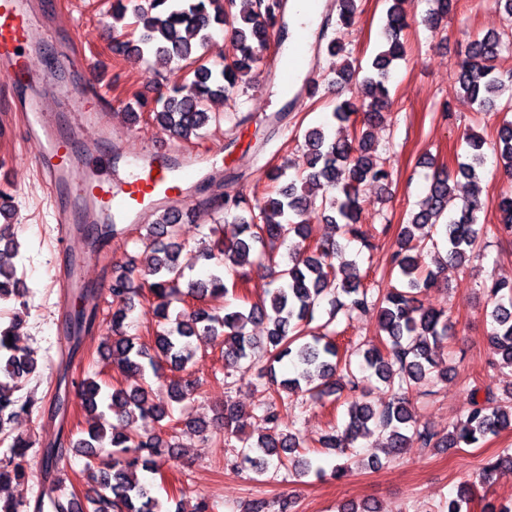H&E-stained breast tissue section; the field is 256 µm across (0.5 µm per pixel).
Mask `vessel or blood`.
Wrapping results in <instances>:
<instances>
[{"instance_id":"obj_1","label":"vessel or blood","mask_w":512,"mask_h":512,"mask_svg":"<svg viewBox=\"0 0 512 512\" xmlns=\"http://www.w3.org/2000/svg\"><path fill=\"white\" fill-rule=\"evenodd\" d=\"M38 32L26 0H0V71L24 89L25 135L38 146L33 164L49 185L66 192L73 202L72 207L54 212L61 242L69 243L75 221L94 224L105 216L136 219L150 204L183 198L184 185L194 170L187 163L171 164L162 146L132 152V170L120 180L99 173L91 156L68 152L57 133L55 112L69 113L77 132L96 118L88 107L90 95L85 87L62 86L51 76L35 74L33 43ZM307 68L305 48L297 46L281 71L282 84L291 86Z\"/></svg>"}]
</instances>
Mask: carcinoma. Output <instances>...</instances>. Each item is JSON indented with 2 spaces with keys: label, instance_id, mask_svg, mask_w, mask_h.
Segmentation results:
<instances>
[{
  "label": "carcinoma",
  "instance_id": "obj_1",
  "mask_svg": "<svg viewBox=\"0 0 512 512\" xmlns=\"http://www.w3.org/2000/svg\"><path fill=\"white\" fill-rule=\"evenodd\" d=\"M385 24L386 43L363 71L347 63L337 72L334 83L356 79L368 103L360 108L349 101L334 106L331 118L352 127L351 135L332 138L323 128L308 129L304 146L308 167L294 175L287 168H277L272 187L256 201L240 191H226L216 199L200 200L204 206L224 216L230 224V235L218 238L213 246L199 251L198 258L211 269L205 280L184 282L183 268L178 264L179 214L171 208L157 211L155 222L146 225L140 236L143 252L128 258L125 266L112 273L109 293L112 296V336L101 354L112 358L116 367L131 377H142L151 371L156 377L170 372L168 388L171 400L183 402L195 394V386L184 378L188 364L196 352L191 338L210 336L224 347L225 367L242 369L252 361L259 345L268 354L267 364L258 373L261 389L260 420L265 433L251 442L242 440L243 462L257 474H263L270 459L288 463L298 475L315 471L316 476L335 480L346 477L348 464L337 463L330 470L312 467L298 455L300 437L284 429L288 399L305 392L314 403L339 400L347 394V420L342 428L326 435L322 447L341 456L363 434L378 430L385 435L383 451L388 456L401 454L412 444L421 448L457 450L479 448L490 436L512 429V386L505 398L492 391L483 399L473 398L468 412L439 434L420 424L409 395L421 388L448 380L452 367L442 361L446 344L452 336V323L442 310L418 305L416 295L431 288L447 261L458 265L478 258L488 228L480 222L484 204L479 189L462 200L456 211L447 212L453 198L455 178L461 176L478 184V170L485 164V139L476 133L463 136L465 160L457 168H436L428 176V192L418 210L410 211L390 253L387 280H396L385 291L375 294L363 285L364 275L358 264L346 258V245L341 240L365 238L361 230L363 205L361 186L388 180L386 162L376 154L373 128L381 121V112L390 104L388 82L391 67L406 55L401 39L408 27L403 0H390ZM425 25L437 29L448 15L452 0H430ZM246 8L233 13L236 0H148L145 8L114 0L112 16L123 19L132 12L135 26L141 28L137 40L113 31V49L146 61L153 55L172 66L177 73L170 93L161 96L150 113L152 120L177 141L188 143L204 137L212 127H219L232 114L220 107L236 102L240 85L251 81L258 68L262 50L269 44L278 25L280 0H245ZM339 24L350 27L357 23L356 0H336ZM226 34L231 53L220 62H208L197 55V47L218 34ZM512 45L500 35L487 33L468 41L461 60L457 82L463 95L479 112L512 111V74L496 72L494 62ZM188 81L192 92L182 94V82ZM508 91L505 104L498 103ZM492 147L503 161L504 173L512 178V120L503 119ZM500 221L495 233L512 240V192L501 195L497 205ZM320 211L328 224L336 226L339 239L318 238L310 216ZM92 250L98 251L118 234L115 224L93 225ZM306 242L304 248L281 255L266 246L285 244L290 235ZM434 253L435 268H421L418 258L423 251ZM17 243L13 234L0 229V302L20 298L23 289L13 259ZM273 268L276 286L267 291V299L239 306L220 315L206 308H189L170 319L173 303L191 297L206 299H239V284L246 278L244 267ZM491 306V330L488 334L491 364L512 369V282L492 280L483 285ZM150 295L159 318L158 330L149 343L129 330L128 317L135 300ZM72 295L86 298V307L70 311L61 322L66 340L80 345L84 332L96 318L97 291L76 288ZM327 303L325 325L356 314H376L379 343L363 352L366 369L390 392L388 402L376 407L366 399L352 369L350 355H339L330 334H310L309 326L316 308ZM262 321L268 324L265 336H251L247 326ZM22 319L16 313L9 325L0 326V435L10 440L0 454V486L15 484L16 494L0 498V512H162L163 503L151 488L140 482L137 469L156 474L174 458L177 444L163 438L160 426L167 417V407L151 399L147 384L109 385L98 376H86L75 383V397L83 412L90 417L83 437L69 443L53 441L38 450L45 473L56 474L46 494L30 504L22 494L28 478L29 451L35 441L11 435V423L22 414L33 413L37 401L22 398V389L37 370L33 354L9 341ZM290 359L296 367L291 378L278 379L275 364ZM112 413L123 426L106 428L104 416ZM242 408L224 405L215 420H191L187 426L212 438H229ZM84 458L83 471L96 484L95 495L82 502L74 492L61 489L62 462L69 453ZM512 467V453L504 451L483 467L479 483L462 487L448 501V512H462L469 504L477 485L484 484L492 473Z\"/></svg>",
  "mask_w": 512,
  "mask_h": 512
}]
</instances>
